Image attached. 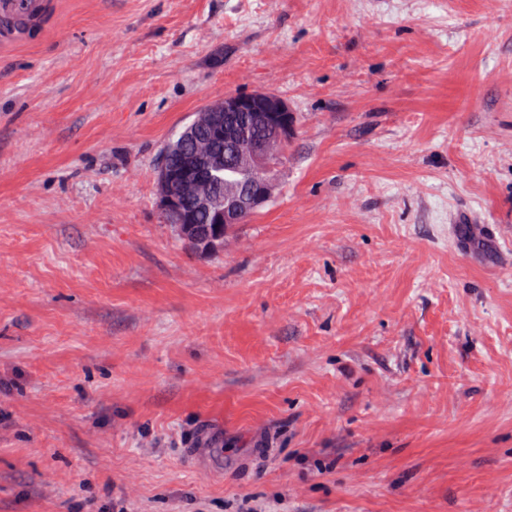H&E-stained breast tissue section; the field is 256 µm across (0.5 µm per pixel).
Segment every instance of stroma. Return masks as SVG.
Masks as SVG:
<instances>
[{"label":"stroma","instance_id":"1","mask_svg":"<svg viewBox=\"0 0 512 512\" xmlns=\"http://www.w3.org/2000/svg\"><path fill=\"white\" fill-rule=\"evenodd\" d=\"M48 5L0 46V512H512V0ZM244 92L296 133L204 254L157 163Z\"/></svg>","mask_w":512,"mask_h":512}]
</instances>
